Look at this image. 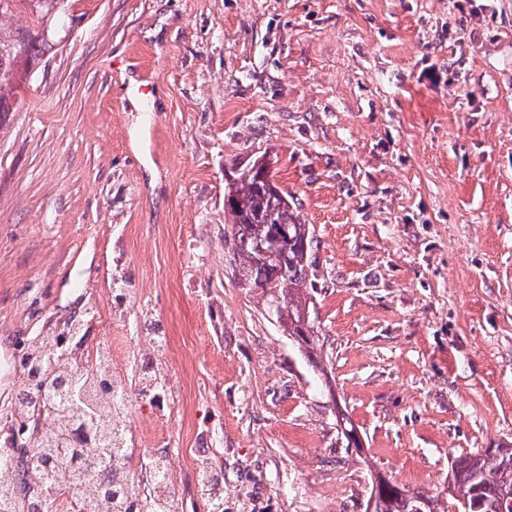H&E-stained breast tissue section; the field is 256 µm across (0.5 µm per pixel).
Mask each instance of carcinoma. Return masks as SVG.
<instances>
[{
  "instance_id": "obj_1",
  "label": "carcinoma",
  "mask_w": 512,
  "mask_h": 512,
  "mask_svg": "<svg viewBox=\"0 0 512 512\" xmlns=\"http://www.w3.org/2000/svg\"><path fill=\"white\" fill-rule=\"evenodd\" d=\"M48 11L35 0H0V127L12 113L23 85L30 84L37 61L50 50L43 32L53 34L57 18L65 11L67 0H53ZM28 16L29 25L14 26V18ZM224 199L236 212L234 222L224 226V244L236 279L246 288H260L267 295V308L288 336L303 346L311 367L322 369L317 352L312 307L304 296L312 266L311 248L314 228L300 221L297 208L267 188L264 180L247 166L228 181ZM42 345L29 347L25 361L38 366L42 378L52 376L44 386L61 391L58 399L42 395L26 400V415L50 409L55 413V428L38 440L39 455L33 464L23 457L5 453L0 456L1 485L15 489L12 500L0 504V512H17L19 500L37 502L26 491V477L34 469L49 483L64 485L71 496L83 495L85 512H119L123 500V474L113 465L105 466V457H122L126 446L121 434L112 427V401L98 398L96 381L78 364L72 352L55 348L40 354ZM82 390L86 400L82 408L96 413L98 436L94 452H86L80 461L70 457L59 465L60 445L75 408L69 401V389ZM91 473L95 483L112 487V496L85 495L81 489L83 471ZM448 503L457 512H512V448H497L455 460L448 469ZM373 512H440L437 500L421 492H410L391 483L379 488Z\"/></svg>"
}]
</instances>
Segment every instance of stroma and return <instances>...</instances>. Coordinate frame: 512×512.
Wrapping results in <instances>:
<instances>
[{"instance_id":"35a3bbf8","label":"stroma","mask_w":512,"mask_h":512,"mask_svg":"<svg viewBox=\"0 0 512 512\" xmlns=\"http://www.w3.org/2000/svg\"><path fill=\"white\" fill-rule=\"evenodd\" d=\"M72 0L0 129V405L32 337L166 336L133 403L175 512H365L376 476L448 500L512 448V0ZM318 238L322 371L232 277L224 186L262 156ZM345 409L363 454L337 431Z\"/></svg>"}]
</instances>
